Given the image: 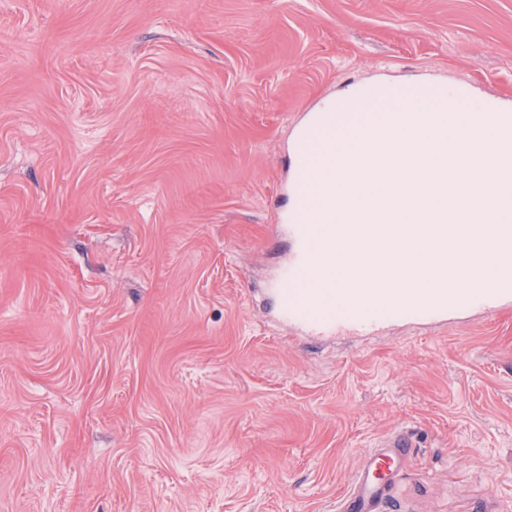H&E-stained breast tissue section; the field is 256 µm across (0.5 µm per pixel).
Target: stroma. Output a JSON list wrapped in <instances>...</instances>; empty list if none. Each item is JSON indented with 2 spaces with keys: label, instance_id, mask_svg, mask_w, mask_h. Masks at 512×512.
<instances>
[{
  "label": "stroma",
  "instance_id": "35a3bbf8",
  "mask_svg": "<svg viewBox=\"0 0 512 512\" xmlns=\"http://www.w3.org/2000/svg\"><path fill=\"white\" fill-rule=\"evenodd\" d=\"M381 79L512 101V0H0V512H512V316L314 343L289 150ZM381 449L368 453L342 499L340 512H382L389 491L390 473L414 448L412 436L398 431L385 438Z\"/></svg>",
  "mask_w": 512,
  "mask_h": 512
}]
</instances>
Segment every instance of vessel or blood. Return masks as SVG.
<instances>
[{"mask_svg":"<svg viewBox=\"0 0 512 512\" xmlns=\"http://www.w3.org/2000/svg\"><path fill=\"white\" fill-rule=\"evenodd\" d=\"M351 119L347 113H314L299 129L292 145V164L296 170L293 193L301 208H308L312 168L322 160L314 156L310 147L334 124H345ZM435 238L444 236L461 239L476 235L487 238L489 249L500 259L493 286L460 294L450 278H443L441 288L426 300L407 297L389 300L372 307L355 306L351 293L341 300L324 305L319 296L321 283L312 279L311 272L321 248L312 241L315 228L310 224H292L288 227L291 242L289 260L274 283L281 321L300 328L310 338L320 341L337 335L363 336L384 329L394 323L447 325L450 319L469 312L498 317L512 312V225L498 224H435L431 227ZM413 446L411 435L398 431L385 438L378 450L368 453L357 470L351 487L342 500L340 512H383L389 491L393 468L404 460Z\"/></svg>","mask_w":512,"mask_h":512,"instance_id":"obj_1","label":"vessel or blood"}]
</instances>
